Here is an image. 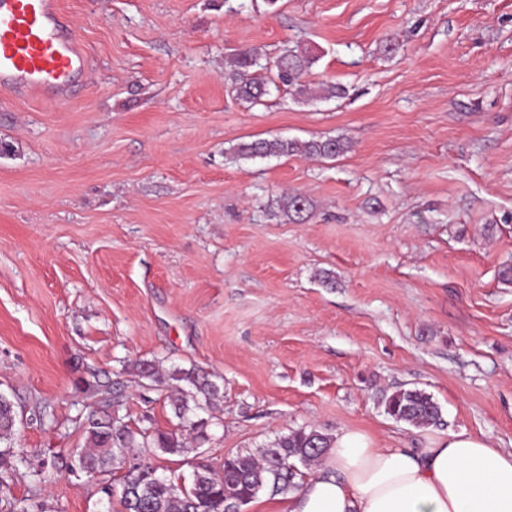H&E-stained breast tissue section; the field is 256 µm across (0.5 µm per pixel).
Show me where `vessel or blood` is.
Returning a JSON list of instances; mask_svg holds the SVG:
<instances>
[{
    "mask_svg": "<svg viewBox=\"0 0 512 512\" xmlns=\"http://www.w3.org/2000/svg\"><path fill=\"white\" fill-rule=\"evenodd\" d=\"M88 58L57 0H0V90L63 103Z\"/></svg>",
    "mask_w": 512,
    "mask_h": 512,
    "instance_id": "b4317fda",
    "label": "vessel or blood"
}]
</instances>
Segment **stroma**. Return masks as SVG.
Listing matches in <instances>:
<instances>
[{
	"label": "stroma",
	"mask_w": 512,
	"mask_h": 512,
	"mask_svg": "<svg viewBox=\"0 0 512 512\" xmlns=\"http://www.w3.org/2000/svg\"><path fill=\"white\" fill-rule=\"evenodd\" d=\"M58 2L82 85L64 104L0 95V391L32 469L0 512H106L116 477L70 468L89 384L116 383L131 425L178 428L138 360L201 368L224 394L208 441L151 454L169 476L304 427L512 448V0ZM295 46L317 57L307 85L347 97L229 91L234 54ZM325 136L349 150L234 153ZM291 192L305 219L280 210ZM401 389L442 425L389 416ZM349 147V142L341 137L312 139L305 142L275 138L240 143L236 148V153L242 158L305 155L334 159L347 152Z\"/></svg>",
	"instance_id": "obj_1"
}]
</instances>
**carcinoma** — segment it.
I'll return each instance as SVG.
<instances>
[{"instance_id":"1","label":"carcinoma","mask_w":512,"mask_h":512,"mask_svg":"<svg viewBox=\"0 0 512 512\" xmlns=\"http://www.w3.org/2000/svg\"><path fill=\"white\" fill-rule=\"evenodd\" d=\"M260 59L261 53L256 48L235 54L225 77L237 99L256 104L266 94L270 83L295 86L299 95L307 94L300 78L314 64L308 51L298 47L285 49L275 61L274 77L269 80L257 75V71L263 69ZM344 95V87L322 83L315 98L331 100ZM348 149L349 142L341 137L305 142L275 138L241 143L236 153L242 158L305 155L334 159ZM281 206L288 214L299 216L310 204L303 194L293 192L283 199ZM171 379L178 382L172 408L179 426L194 433L195 439L206 440L209 419L199 412L212 409L222 399L220 386L195 367L176 368ZM92 391L98 400L86 416L87 450L73 456L71 468L90 475L106 473L116 465L124 469L120 493L124 512H225L227 506L242 508L265 489L273 494L293 493L301 487L298 478L303 476L298 465L318 463L333 443V439L315 429L302 428L278 436L258 455L240 452L224 457L219 472L204 460L197 462L190 486L180 490L167 476L150 469L128 467L126 463L135 448H152L166 454L182 451L185 443L181 434L151 426L133 427L123 413L126 406L120 392L106 383L92 386ZM385 407L391 417L415 426L432 427L442 422L441 407L432 396L418 389L393 393ZM17 418L14 402L0 392V444L11 442ZM26 464L23 454L0 450V466L5 465L17 473Z\"/></svg>"}]
</instances>
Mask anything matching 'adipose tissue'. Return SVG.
I'll return each instance as SVG.
<instances>
[{
  "label": "adipose tissue",
  "instance_id": "obj_1",
  "mask_svg": "<svg viewBox=\"0 0 512 512\" xmlns=\"http://www.w3.org/2000/svg\"><path fill=\"white\" fill-rule=\"evenodd\" d=\"M277 512H512V449L465 431L417 452L376 448L343 430Z\"/></svg>",
  "mask_w": 512,
  "mask_h": 512
}]
</instances>
